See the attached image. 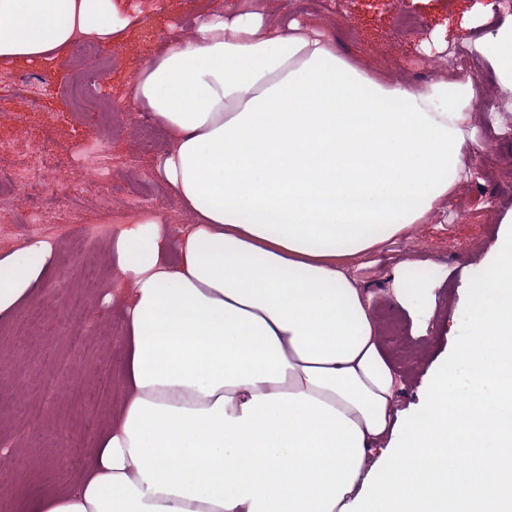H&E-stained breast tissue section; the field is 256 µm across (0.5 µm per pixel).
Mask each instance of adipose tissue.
Listing matches in <instances>:
<instances>
[{
    "label": "adipose tissue",
    "instance_id": "1",
    "mask_svg": "<svg viewBox=\"0 0 512 512\" xmlns=\"http://www.w3.org/2000/svg\"><path fill=\"white\" fill-rule=\"evenodd\" d=\"M124 27L114 0H0V62H50ZM512 91V20L478 43ZM472 82L417 88L369 76L315 25L269 11L202 17L141 68L139 111L169 132L152 171L193 217L178 234L150 211L109 240L121 290L122 393L90 435L80 478L30 512H447L427 497L437 453L471 435L455 470L474 512H512V234L474 296L463 364L477 393L442 379L427 422L394 418L399 385L373 295L352 263L424 221L466 173ZM57 245L0 255V319L40 295ZM431 261L399 263L409 307ZM396 440L399 466L374 458Z\"/></svg>",
    "mask_w": 512,
    "mask_h": 512
}]
</instances>
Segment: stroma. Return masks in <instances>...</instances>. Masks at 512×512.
<instances>
[{
  "label": "stroma",
  "mask_w": 512,
  "mask_h": 512,
  "mask_svg": "<svg viewBox=\"0 0 512 512\" xmlns=\"http://www.w3.org/2000/svg\"><path fill=\"white\" fill-rule=\"evenodd\" d=\"M238 0H116L129 25L124 38L97 45L103 69L79 47L50 63L0 62V172L15 175L11 198L0 204V254L41 237L58 245L57 266L43 295L27 311L0 320V434L12 448V472L0 484L10 512H26L33 495L75 481L87 439L112 413L89 417L74 392L103 374L120 389L117 369L122 325L100 306L118 272L108 253L113 230L149 208L170 227L190 215L151 171L155 157L141 138L150 117L129 99L139 67L176 39H186L207 12ZM288 17L316 23L342 57L362 62L368 75L422 88L474 74L475 119L466 133L471 175L448 194L427 223L414 224L353 265L374 294L373 316L382 346L403 382L396 408L404 421L426 420V399L453 367L465 339L463 318H478L472 283L487 270L498 239L512 231V92L501 88L475 48L495 24L512 17V0H276ZM97 70L98 92L123 110L119 125L105 114L77 111L69 88L81 70ZM55 176L30 178L35 155ZM100 241L85 247L87 233ZM429 259L436 269L429 293L403 309L388 292L401 260ZM68 453H61L60 442Z\"/></svg>",
  "instance_id": "obj_1"
}]
</instances>
